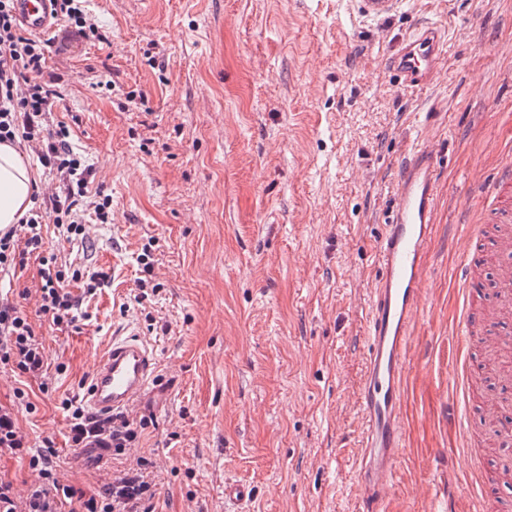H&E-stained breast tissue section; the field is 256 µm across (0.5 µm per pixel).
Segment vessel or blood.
I'll return each instance as SVG.
<instances>
[{"mask_svg": "<svg viewBox=\"0 0 512 512\" xmlns=\"http://www.w3.org/2000/svg\"><path fill=\"white\" fill-rule=\"evenodd\" d=\"M400 0H358L362 18L374 20L393 11ZM23 29L41 33L52 28L51 0H16ZM444 30L416 25L387 60L388 70L406 88L429 85L442 56ZM476 195L512 203V156L502 160L490 185H477ZM439 207L434 153L424 147L406 154L399 166L393 203L384 220L376 249L377 270L366 320V371L359 407L363 436L356 479L363 492L358 512H387L393 476L403 446L404 377L411 328L426 291L428 255ZM461 305L450 340L459 385L471 383L469 342L485 317L470 307L471 298L494 291L501 303L512 304V260L500 264L491 281L461 274ZM159 364L152 344L132 325L114 329L99 363L85 384L83 403L91 414L107 416L131 409L156 380ZM466 419L459 394L448 399V429L457 432L456 458L465 462L466 490L448 484L447 512H484V478L472 459L469 439L459 427Z\"/></svg>", "mask_w": 512, "mask_h": 512, "instance_id": "vessel-or-blood-1", "label": "vessel or blood"}]
</instances>
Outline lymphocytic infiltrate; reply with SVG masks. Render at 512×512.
<instances>
[{
    "label": "lymphocytic infiltrate",
    "instance_id": "obj_1",
    "mask_svg": "<svg viewBox=\"0 0 512 512\" xmlns=\"http://www.w3.org/2000/svg\"><path fill=\"white\" fill-rule=\"evenodd\" d=\"M15 0H0V142L23 139L30 143L40 162L58 182V190L42 199L7 232L0 234V269L21 266L30 254L41 257L39 313L56 327H69L79 319L81 301L68 289L69 281H83L84 292L94 295L109 275L102 270L85 273L59 269L43 235L46 221H53L67 241L78 240L83 231L81 214L93 206L101 222H108L112 201L92 191V171L77 156L65 127L49 128L48 117L59 96L43 80L47 63L46 44L24 33L15 14ZM17 299L0 298V366L27 378L42 381L47 372L44 347L30 317ZM68 412L69 440L78 448H102L113 455L125 454L138 442L143 422L127 413L101 418L74 401H64ZM27 461L41 481L26 493H18L12 482L0 479V512H153L156 491L148 479L151 459L142 457L135 467L113 471L98 496L83 498L72 486L63 484L57 470L52 441L42 450H32L21 431L13 409L0 405V455Z\"/></svg>",
    "mask_w": 512,
    "mask_h": 512
}]
</instances>
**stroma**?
Segmentation results:
<instances>
[{"label":"stroma","instance_id":"1","mask_svg":"<svg viewBox=\"0 0 512 512\" xmlns=\"http://www.w3.org/2000/svg\"><path fill=\"white\" fill-rule=\"evenodd\" d=\"M375 21L356 0H88L98 37L56 26L44 76L94 184L112 198L83 240L45 235L59 263L108 272L83 293L86 320L57 330L35 314L49 390L0 373V405L52 439L59 476L84 497L113 469L151 458L155 512H356L365 318L375 248L402 155H438V228L406 377L397 512L448 498V339L459 253L449 228L477 206L473 182L512 150V0H402ZM445 27L435 81L406 90L386 68L418 20ZM439 113L436 126L423 123ZM149 251L158 295L136 302ZM154 345L159 380L137 414L139 444L96 461L68 442L63 400H82L114 328Z\"/></svg>","mask_w":512,"mask_h":512}]
</instances>
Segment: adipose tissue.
Segmentation results:
<instances>
[{
    "instance_id": "ef3b65f1",
    "label": "adipose tissue",
    "mask_w": 512,
    "mask_h": 512,
    "mask_svg": "<svg viewBox=\"0 0 512 512\" xmlns=\"http://www.w3.org/2000/svg\"><path fill=\"white\" fill-rule=\"evenodd\" d=\"M37 182L18 144L0 143V229L17 224L31 207Z\"/></svg>"
}]
</instances>
